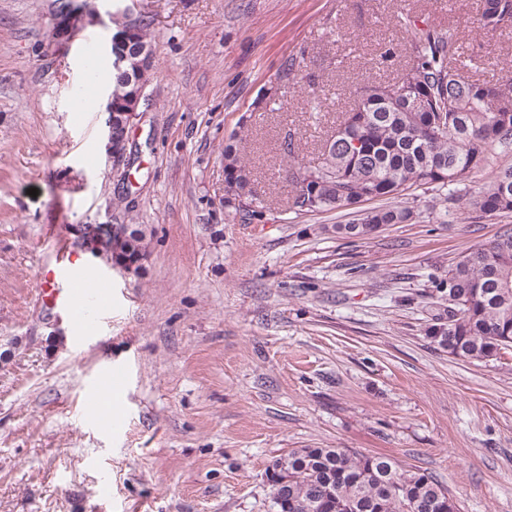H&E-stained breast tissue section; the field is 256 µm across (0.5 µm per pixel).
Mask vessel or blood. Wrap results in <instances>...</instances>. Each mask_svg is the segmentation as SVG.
Listing matches in <instances>:
<instances>
[{
  "mask_svg": "<svg viewBox=\"0 0 512 512\" xmlns=\"http://www.w3.org/2000/svg\"><path fill=\"white\" fill-rule=\"evenodd\" d=\"M45 235L52 240L53 249L49 259L41 263L42 303L79 331L101 329L109 321L104 309L112 304L111 288L85 271L79 254L57 236L54 227H47Z\"/></svg>",
  "mask_w": 512,
  "mask_h": 512,
  "instance_id": "vessel-or-blood-1",
  "label": "vessel or blood"
}]
</instances>
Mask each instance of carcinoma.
<instances>
[{"label": "carcinoma", "instance_id": "cac0c4a2", "mask_svg": "<svg viewBox=\"0 0 512 512\" xmlns=\"http://www.w3.org/2000/svg\"><path fill=\"white\" fill-rule=\"evenodd\" d=\"M131 22L137 43L152 45L149 24L112 16V35ZM398 26L410 31L406 65L390 80L365 79L353 104L333 132L320 141L317 161L293 157L290 212L297 216L355 209L366 201L397 200L430 185L447 191L467 218L512 213V164L497 166L476 191L462 190L468 175L490 159L512 152V96L488 82L465 77L459 32L450 27L418 26L401 12ZM473 27L493 34L512 25V0H480ZM112 99L128 91L125 73L112 70ZM423 100L411 108L409 96ZM224 208L234 217L259 220L264 206L252 197L250 178L237 148L224 145ZM414 207L390 205L360 211L336 233L366 239L386 224L416 221ZM111 257L133 263L146 257L140 224L112 235ZM448 268L447 333L433 325L431 343L463 359L490 361L512 356V231L488 244L468 248ZM277 482L270 483L272 512H453L448 489L432 474L403 468L381 453L352 448H296L274 461Z\"/></svg>", "mask_w": 512, "mask_h": 512}]
</instances>
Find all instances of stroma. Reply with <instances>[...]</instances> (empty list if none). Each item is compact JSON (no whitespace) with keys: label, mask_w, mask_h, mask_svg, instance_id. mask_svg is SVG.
<instances>
[{"label":"stroma","mask_w":512,"mask_h":512,"mask_svg":"<svg viewBox=\"0 0 512 512\" xmlns=\"http://www.w3.org/2000/svg\"><path fill=\"white\" fill-rule=\"evenodd\" d=\"M478 0H100L150 21L155 74L128 166L105 152L104 114L79 120L86 60L53 32L51 0H0V512H271L267 471L295 448L384 453L447 486L460 512H512V361L450 357L434 285L461 251L512 229L469 222L432 188L414 224L353 241L337 209L294 219L286 141L304 161L363 77L410 52L397 12L456 27L474 78L512 86V27L473 30ZM389 59H382L385 48ZM323 101L279 79L290 59ZM235 141L268 205L224 209ZM37 196H30V189ZM146 231L140 273L82 251L112 282V321L78 336L38 296L45 225ZM129 368L113 427L82 407L102 372Z\"/></svg>","instance_id":"35a3bbf8"}]
</instances>
